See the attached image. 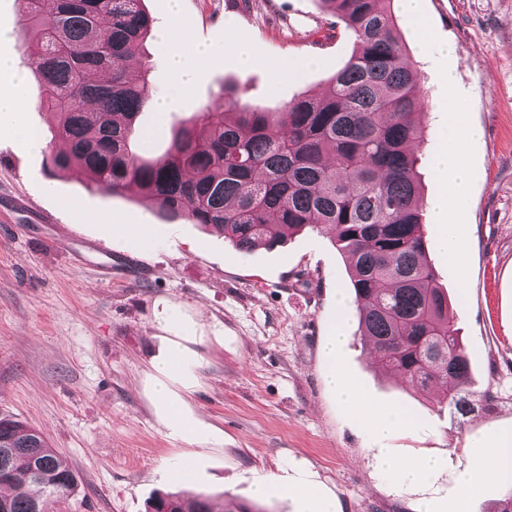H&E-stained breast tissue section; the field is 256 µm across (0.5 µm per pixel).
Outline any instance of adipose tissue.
Listing matches in <instances>:
<instances>
[{
  "label": "adipose tissue",
  "mask_w": 512,
  "mask_h": 512,
  "mask_svg": "<svg viewBox=\"0 0 512 512\" xmlns=\"http://www.w3.org/2000/svg\"><path fill=\"white\" fill-rule=\"evenodd\" d=\"M158 36L170 46L169 65L173 79L168 91L169 99L185 96L192 87L189 57L204 59L212 56L213 48L193 46L185 34L175 28H162ZM474 129L466 128L449 136L435 157V168L447 173L453 188L452 196H439L432 202L433 209L441 215L448 211L463 212L468 207V197L463 189L467 172L462 165V142L476 137ZM159 327L163 332L161 348L150 363L148 388L159 420L167 432L189 445L222 443L221 432L201 419L191 408L187 396L192 391L195 377L192 373L198 361L195 350L189 347L190 325L187 321L164 316ZM330 389L349 408L367 411L377 436H385L395 427L406 425L407 418L398 410L383 411L371 407L357 388L341 372H332Z\"/></svg>",
  "instance_id": "obj_1"
}]
</instances>
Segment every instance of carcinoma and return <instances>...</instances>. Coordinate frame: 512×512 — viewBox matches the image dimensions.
Instances as JSON below:
<instances>
[{
	"mask_svg": "<svg viewBox=\"0 0 512 512\" xmlns=\"http://www.w3.org/2000/svg\"><path fill=\"white\" fill-rule=\"evenodd\" d=\"M24 50L68 150L55 173L78 172L109 196L148 197L158 210L211 226L243 254L290 231L335 230L346 255L361 335L380 367L417 388L439 384L448 407L470 405V359L448 299L425 255L417 159L419 78L404 61L393 0H320L345 24L353 48L321 96L274 112L229 91L181 126L167 151L145 160L135 121L149 102L129 75L154 20L142 0H20ZM105 72L108 78L96 80ZM0 512H58L79 478L36 429L0 417ZM147 512H213L209 498L158 493Z\"/></svg>",
	"mask_w": 512,
	"mask_h": 512,
	"instance_id": "1",
	"label": "carcinoma"
}]
</instances>
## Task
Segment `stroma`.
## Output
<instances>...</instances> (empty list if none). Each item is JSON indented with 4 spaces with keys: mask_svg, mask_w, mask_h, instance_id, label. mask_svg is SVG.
<instances>
[{
    "mask_svg": "<svg viewBox=\"0 0 512 512\" xmlns=\"http://www.w3.org/2000/svg\"><path fill=\"white\" fill-rule=\"evenodd\" d=\"M144 6L156 27L177 22L192 42L221 49L196 62L193 89L167 112L139 114L146 158L165 153L174 129L196 120L223 87L273 110L323 92L352 52L320 0H181L176 19L169 0ZM416 24L430 47L416 41ZM416 24L400 22L421 79L425 131L413 150L424 198L448 185L434 154L449 114L478 131L463 145L470 208L444 219L460 240V263L436 246L444 220L425 215L427 258L458 303L470 356L463 414L450 412L440 386L415 391L377 370L354 305L337 301L350 290L334 231L307 230L244 255L219 231L166 218L143 197H109L84 175L51 173L47 157L59 141L36 105L22 7L0 0V54L24 74L25 118L45 138L44 150H30L0 117V417L40 430L76 471L79 490L61 512H145L150 497L172 488L162 469L183 457L198 470L192 493L261 512H303L305 480L335 498L336 512H418L425 501L436 512H492L501 486L488 474L489 448L512 431V0H418ZM232 38L249 44L255 65L224 50ZM167 53L153 37L133 63L146 72L150 96L171 83ZM164 309L199 324L191 406L223 432V445L198 448L168 435L144 388ZM341 325L348 339L336 364L348 381L375 407L410 419L383 445L367 413L328 389L336 364L323 343ZM385 454L439 465L427 483L402 485L383 470ZM465 469L479 482L462 501ZM261 477L285 485L258 500Z\"/></svg>",
    "mask_w": 512,
    "mask_h": 512,
    "instance_id": "stroma-1",
    "label": "stroma"
}]
</instances>
